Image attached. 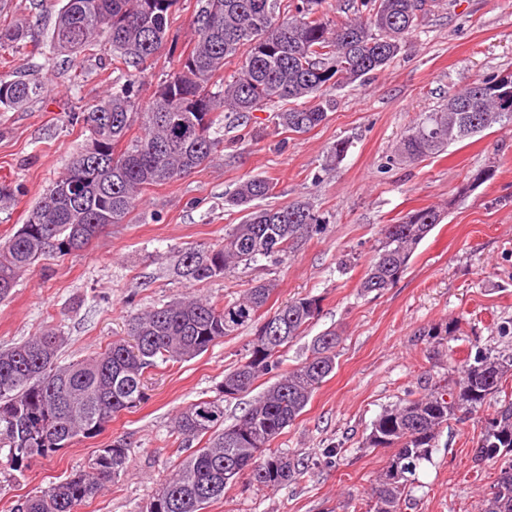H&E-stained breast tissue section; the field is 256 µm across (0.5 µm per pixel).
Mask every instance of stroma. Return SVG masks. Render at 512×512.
Masks as SVG:
<instances>
[{"label": "stroma", "instance_id": "35a3bbf8", "mask_svg": "<svg viewBox=\"0 0 512 512\" xmlns=\"http://www.w3.org/2000/svg\"><path fill=\"white\" fill-rule=\"evenodd\" d=\"M56 0H0V23L25 20L45 40ZM36 65L45 89L36 102L0 111V243L24 224L88 133L72 122L107 99L112 77L95 59L17 55L0 75ZM512 71V0H439L399 55L364 85L335 90L336 109L309 132L278 126L273 112L252 114L248 128L225 123L224 154L191 175L148 188L125 223L109 227L81 253L41 257L0 302V348L52 328L66 343L59 361L80 360L123 337L128 317L186 293L174 273L190 247L222 242L241 214L224 196L249 176L271 179L265 204L309 200L323 217L285 262L262 260L195 286L223 304L275 281L266 308L315 296L321 313L280 357L288 371L328 330L339 336L336 367L303 413L275 442L303 460L298 478L275 489L237 482L206 512H362L391 456L363 442L376 417L448 381L476 351L512 353V125L494 126L411 166L389 165L401 135L448 94L476 78ZM349 144L335 170L327 150ZM491 168L471 187L473 175ZM437 206L446 216L419 244L399 280L383 293L359 284L383 225ZM456 332L430 337L446 323ZM255 328L225 337L200 356L148 374L146 398L120 412L97 437L45 458L14 463L0 451V512L83 469L114 439L129 445L128 471L77 512H147L177 462L173 417L200 398L220 396L224 375L254 339ZM475 420L443 428L428 461L402 497L401 512H482L495 467L476 469ZM341 448L340 459L326 448Z\"/></svg>", "mask_w": 512, "mask_h": 512}]
</instances>
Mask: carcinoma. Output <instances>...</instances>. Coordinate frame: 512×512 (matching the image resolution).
Returning a JSON list of instances; mask_svg holds the SVG:
<instances>
[{
  "instance_id": "obj_1",
  "label": "carcinoma",
  "mask_w": 512,
  "mask_h": 512,
  "mask_svg": "<svg viewBox=\"0 0 512 512\" xmlns=\"http://www.w3.org/2000/svg\"><path fill=\"white\" fill-rule=\"evenodd\" d=\"M179 0H65L36 54L75 56L111 53L112 94L71 117L82 122L95 153L79 152L31 211L25 224L0 243V301L39 257L83 250L114 224H121L151 186L184 178L224 152L222 115L240 126L267 106H279L278 125L306 133L336 107L332 92L361 83L386 68L435 6L433 0H352V16L335 21L325 0H195L197 38L147 102L139 97L148 61L169 39V17ZM24 21L0 28V50L26 42ZM241 63L228 76L224 66ZM188 70L192 78L181 77ZM41 80L26 74L0 77V109L39 98ZM143 134L126 137L134 125ZM512 124V72L476 79L406 130L392 164H414L445 152L496 125ZM349 145L327 152L324 170L335 168ZM268 178L242 180L225 205L245 212L224 242L186 250L174 273L190 283L230 274L262 260L282 262L288 248L310 237L323 218L303 199L280 207H258L272 196ZM442 221L426 207L386 224L360 283L365 294L391 287L408 268L420 242ZM275 284L267 281L223 305L184 294L160 307L129 316L126 337L92 355L61 364L64 342L47 328L0 349V449L13 461L45 457L99 435L124 410L146 396L145 373L163 363L192 360L258 319L276 323L280 336L259 329L245 356L224 374V400L254 390L278 367V353L302 336L320 314V299L305 296L262 313ZM339 336L315 337L311 354L282 374L234 421L224 424L220 400L198 399L173 419L171 433L189 454L152 496L148 512H203L224 498L241 477L274 489L301 474L302 463L273 447L301 415L336 366ZM512 377V354L476 352L448 382L421 397L384 410L365 439L369 448H390L386 470L370 494L367 512H399L400 500L429 459L444 425L479 413L504 392ZM475 461L498 465L483 512H512V399L478 420ZM208 438L201 448L196 440ZM129 467L128 444L118 439L99 450L88 469L53 482L16 505L15 512H75Z\"/></svg>"
}]
</instances>
